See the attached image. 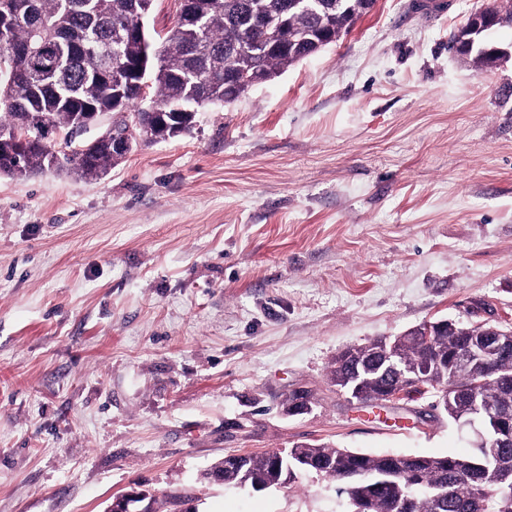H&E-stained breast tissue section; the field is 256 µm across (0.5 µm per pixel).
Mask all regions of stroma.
<instances>
[{"mask_svg": "<svg viewBox=\"0 0 512 512\" xmlns=\"http://www.w3.org/2000/svg\"><path fill=\"white\" fill-rule=\"evenodd\" d=\"M483 0H377L335 44L97 179L0 176V512H342L314 474L206 478L302 443L467 456L432 392L364 402L344 349L512 326V59L448 51ZM311 393L292 414V391ZM148 493L131 491L116 496L108 512H150Z\"/></svg>", "mask_w": 512, "mask_h": 512, "instance_id": "obj_1", "label": "stroma"}]
</instances>
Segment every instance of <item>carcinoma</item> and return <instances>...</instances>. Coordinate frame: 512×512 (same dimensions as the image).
<instances>
[{
    "mask_svg": "<svg viewBox=\"0 0 512 512\" xmlns=\"http://www.w3.org/2000/svg\"><path fill=\"white\" fill-rule=\"evenodd\" d=\"M23 16L0 42V59L9 45L27 52L0 69V175L28 177L48 169L71 170L96 179L126 153L112 149V137L99 135L71 153L55 150L60 133L75 140L90 109L112 117L111 131L160 141L169 126L191 130L200 108L232 102L248 89L237 73L269 80L315 54L307 41L288 44L295 34L324 28L341 37L369 13L376 0H347V9L325 15L331 0H318L316 12L294 7L295 0H210L202 21L177 17L162 45L149 34L126 38L154 0H20ZM149 83L152 105L144 109L138 81ZM26 128L32 140L7 141ZM490 326H468L458 336L434 328L429 338L407 333L354 346L341 353L329 376L337 387L363 401H384L396 387L412 386L377 365L393 348L409 374L436 383V407L455 422L478 405L512 418V335L498 337L491 363L458 367L454 358L474 352ZM219 482L240 487L255 483H298L316 473L340 484L348 512H512V443L488 440L467 457L367 454L325 445L224 457Z\"/></svg>",
    "mask_w": 512,
    "mask_h": 512,
    "instance_id": "obj_1",
    "label": "carcinoma"
}]
</instances>
